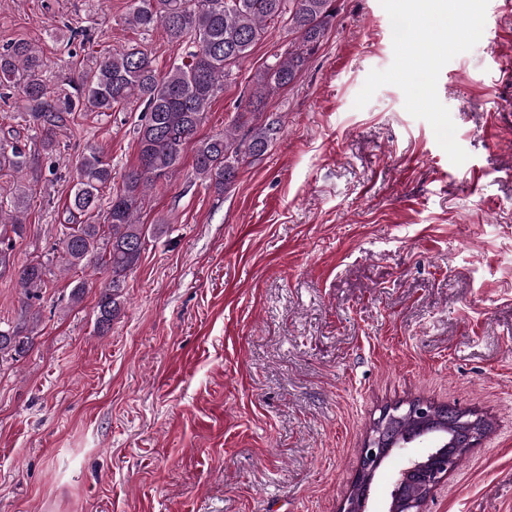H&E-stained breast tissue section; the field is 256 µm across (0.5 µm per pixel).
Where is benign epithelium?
<instances>
[{
  "label": "benign epithelium",
  "mask_w": 512,
  "mask_h": 512,
  "mask_svg": "<svg viewBox=\"0 0 512 512\" xmlns=\"http://www.w3.org/2000/svg\"><path fill=\"white\" fill-rule=\"evenodd\" d=\"M438 411V406L423 401H413L404 410L396 405L383 411L362 448L353 489L341 512H367L369 488L383 460L394 452L407 455V460L392 481L388 512H426L431 494L450 470L444 448L450 444L455 448L475 446L482 428L478 416L459 411L446 417ZM405 415L418 418L426 427L399 441L390 428L396 418ZM414 446L424 448L426 452L418 457L408 454V449Z\"/></svg>",
  "instance_id": "obj_1"
}]
</instances>
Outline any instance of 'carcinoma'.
Returning <instances> with one entry per match:
<instances>
[{"label": "carcinoma", "instance_id": "carcinoma-1", "mask_svg": "<svg viewBox=\"0 0 512 512\" xmlns=\"http://www.w3.org/2000/svg\"><path fill=\"white\" fill-rule=\"evenodd\" d=\"M336 16L335 0H130L128 25L148 31L164 29L171 43L186 44L187 61L161 75L147 51L130 45L96 62L71 81V92L52 96L41 79L43 61L34 46L16 41L0 52V85L17 89L33 122L42 129L41 150H55L54 130L79 104L101 112L141 102L136 128L137 164L112 192L103 223H94L101 192L112 183V167L103 154L91 151L77 163L70 192L67 232L61 241L62 270L92 267L109 273L96 305L95 326L104 336L120 312L126 276L138 262L148 232L160 224L140 221L149 192L166 185L178 171L181 152L193 138L224 82L278 25L293 35L288 49L273 54L256 75V102L291 85L319 50ZM257 108L239 112L224 133L198 142L193 163L196 178L216 192L232 187L247 159L267 152L281 130L277 119L259 120ZM249 124L245 135L237 128ZM35 153L27 137L12 133L0 139V172L16 178L11 196H0V276L9 275L26 300L37 299L47 283L49 262L16 265L13 241L26 232L23 216L30 187L18 181L31 169ZM38 312L16 325H0V365L24 356L32 344Z\"/></svg>", "mask_w": 512, "mask_h": 512}]
</instances>
